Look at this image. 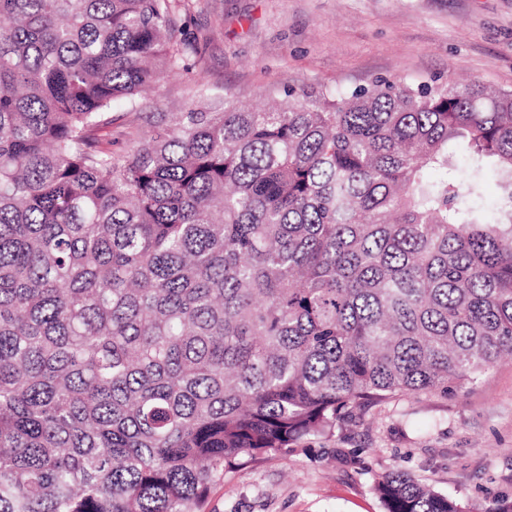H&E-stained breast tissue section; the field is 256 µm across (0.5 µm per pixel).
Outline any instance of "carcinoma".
Instances as JSON below:
<instances>
[{
    "label": "carcinoma",
    "instance_id": "carcinoma-1",
    "mask_svg": "<svg viewBox=\"0 0 512 512\" xmlns=\"http://www.w3.org/2000/svg\"><path fill=\"white\" fill-rule=\"evenodd\" d=\"M179 6L0 0V512H203L237 466L512 355V90L288 88L116 157ZM375 491L512 512L400 468Z\"/></svg>",
    "mask_w": 512,
    "mask_h": 512
}]
</instances>
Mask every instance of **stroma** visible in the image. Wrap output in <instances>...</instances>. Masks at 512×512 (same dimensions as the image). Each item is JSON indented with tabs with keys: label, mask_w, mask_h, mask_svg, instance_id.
<instances>
[{
	"label": "stroma",
	"mask_w": 512,
	"mask_h": 512,
	"mask_svg": "<svg viewBox=\"0 0 512 512\" xmlns=\"http://www.w3.org/2000/svg\"><path fill=\"white\" fill-rule=\"evenodd\" d=\"M172 36L194 52L113 104L114 155L169 113L210 112L227 99L257 110L289 87L388 78L512 88V0H188ZM305 446L227 474L206 512H383L374 484L395 467L461 499L512 500V358L478 386L394 397Z\"/></svg>",
	"instance_id": "obj_1"
}]
</instances>
